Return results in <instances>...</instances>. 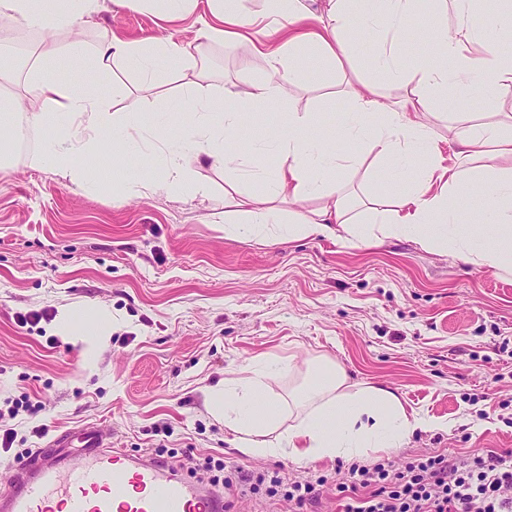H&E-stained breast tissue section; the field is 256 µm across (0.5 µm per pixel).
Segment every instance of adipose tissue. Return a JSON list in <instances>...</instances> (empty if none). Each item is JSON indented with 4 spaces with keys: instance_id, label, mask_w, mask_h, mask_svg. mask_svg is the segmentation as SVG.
Wrapping results in <instances>:
<instances>
[{
    "instance_id": "ef3b65f1",
    "label": "adipose tissue",
    "mask_w": 512,
    "mask_h": 512,
    "mask_svg": "<svg viewBox=\"0 0 512 512\" xmlns=\"http://www.w3.org/2000/svg\"><path fill=\"white\" fill-rule=\"evenodd\" d=\"M261 0L252 11L248 0H113L120 8H142L174 23L200 11L199 31L208 40L243 46L264 65L267 75L245 79L224 90L226 98L257 114L273 108L284 93L287 72L300 69L306 56L326 66L350 60L367 36L382 35L374 64L395 82L410 85L409 96L389 104L371 84L350 90L352 107L344 113L337 135L345 146L335 153L308 130L317 115L285 112L282 121L266 127L248 153L224 151L225 135H238V112L221 102L188 94L191 123L172 127L163 113L109 112L100 92L112 79V67L132 64L144 86H153L160 61L199 79L207 74L190 45L176 41L148 44L121 39L100 29V0H0V19L44 31L25 64L22 94L0 71V95L13 96L14 109H25L29 124L42 140L26 163L52 168L81 186L95 187L106 175L97 160L101 152L125 159L137 154L141 174L123 175L121 189L129 195L166 192L208 197V182L195 171L199 160L230 173L224 193V230L247 232L259 241L326 237L366 242L405 239L427 251H441L465 264L493 274L512 272V114L490 112L445 121L443 113L427 111L434 92L447 84L467 92L476 79L493 80L512 90V9L497 23L493 44L483 43L471 16L476 0ZM424 14L431 33L430 48L415 71H405L401 56L408 22ZM456 24H449V16ZM99 29L94 48L63 44L59 35L74 29ZM69 63V76L54 67ZM456 146L444 160L440 144ZM382 164L388 175L402 179V188L386 203L373 198L352 207L344 170L366 160ZM263 183L266 194L242 191V184ZM474 188L483 200L481 222L491 224L483 236L457 223L448 201ZM316 201V208L287 222L279 202ZM75 310H63L58 333L88 349L108 343L112 314L99 312L93 329L77 332ZM272 370L252 365L241 376L205 390L212 415L239 436L238 449L252 457L287 455L294 460L341 458L360 461L370 453L399 447L415 430L434 428L432 420L407 413L391 390L369 386L351 389L345 369L332 362L314 366L311 379L290 405L270 392ZM283 430L284 447H274L268 434Z\"/></svg>"
}]
</instances>
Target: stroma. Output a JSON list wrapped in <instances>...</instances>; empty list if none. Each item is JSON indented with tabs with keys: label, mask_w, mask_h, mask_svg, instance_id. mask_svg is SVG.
Segmentation results:
<instances>
[{
	"label": "stroma",
	"mask_w": 512,
	"mask_h": 512,
	"mask_svg": "<svg viewBox=\"0 0 512 512\" xmlns=\"http://www.w3.org/2000/svg\"><path fill=\"white\" fill-rule=\"evenodd\" d=\"M99 20L126 40L197 38L191 16L168 24L107 2ZM376 49V40L360 43L342 71L305 65L268 122L282 112L320 113L314 137L340 147L336 129L350 109L351 82L376 84L392 102L408 94L373 66ZM247 56L243 47L201 45L200 62L216 75L201 95L220 100L225 85L264 77L262 66L243 70ZM187 93L171 65L146 89L119 63L103 96L113 112H168ZM429 108L452 118L512 113V94L482 81L465 94L449 88ZM40 146L29 131L26 149L0 169V408L19 399L34 406L0 420L17 433L14 450L47 448L57 433L103 425L114 447L172 461L200 480L210 454L244 474L277 468L293 481L325 478L304 512H337L348 462L243 454L235 434L207 412L202 392L263 360L283 366L270 387L287 402L306 384L309 365L328 358L353 382L390 389L407 410L436 423L372 453V461L512 451V275L479 272L404 239L355 247L229 236L223 172L199 169L214 188L210 200L126 198L115 187L89 191L56 170L29 168L26 156ZM65 306L79 309L81 330L101 308L121 323L88 358L82 345L56 334ZM43 309L50 317L37 325L17 319ZM40 424L46 433L32 436Z\"/></svg>",
	"instance_id": "35a3bbf8"
}]
</instances>
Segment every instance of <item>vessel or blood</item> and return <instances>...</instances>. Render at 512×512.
<instances>
[{"mask_svg": "<svg viewBox=\"0 0 512 512\" xmlns=\"http://www.w3.org/2000/svg\"><path fill=\"white\" fill-rule=\"evenodd\" d=\"M70 438L56 439L51 455H37L13 468L11 489L0 494V512H51L57 500L65 512H223L211 488L177 478L172 465L141 460L107 443L101 430L83 432L80 451Z\"/></svg>", "mask_w": 512, "mask_h": 512, "instance_id": "1", "label": "vessel or blood"}]
</instances>
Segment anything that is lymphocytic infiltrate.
I'll use <instances>...</instances> for the list:
<instances>
[{
	"label": "lymphocytic infiltrate",
	"instance_id": "1",
	"mask_svg": "<svg viewBox=\"0 0 512 512\" xmlns=\"http://www.w3.org/2000/svg\"><path fill=\"white\" fill-rule=\"evenodd\" d=\"M354 496L344 512H512V452L448 459L437 454L402 465L382 461L348 469ZM268 496H283L295 506L316 501L311 482L284 481L279 471L256 477ZM366 496H359V489Z\"/></svg>",
	"mask_w": 512,
	"mask_h": 512
}]
</instances>
